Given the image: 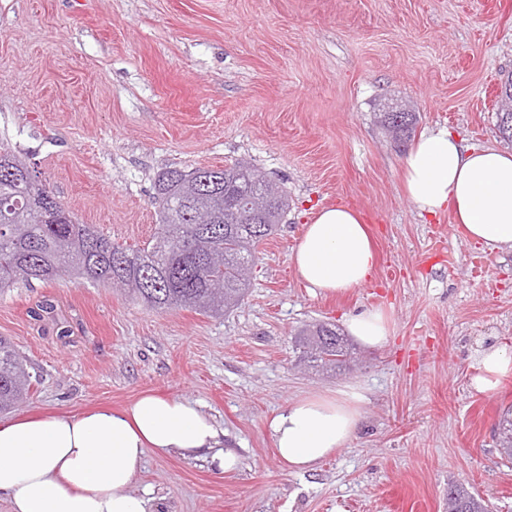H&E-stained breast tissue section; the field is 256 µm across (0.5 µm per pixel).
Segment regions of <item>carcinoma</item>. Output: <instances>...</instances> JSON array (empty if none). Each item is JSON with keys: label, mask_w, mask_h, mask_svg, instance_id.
<instances>
[{"label": "carcinoma", "mask_w": 512, "mask_h": 512, "mask_svg": "<svg viewBox=\"0 0 512 512\" xmlns=\"http://www.w3.org/2000/svg\"><path fill=\"white\" fill-rule=\"evenodd\" d=\"M409 123L380 113V125L394 141L411 139L417 112ZM497 129L512 143V74L502 80ZM0 293L18 283L50 281L61 275L120 287L147 307L164 311L188 308L218 315L243 299L249 279L240 267L253 266L258 247L276 230L288 209V196L248 161L228 168H169L155 180L154 205L159 224L152 240L139 248L112 243L92 224L75 220L52 224L45 214L70 212L33 174L30 166L0 141ZM300 362L339 371L350 347L336 328L310 325L298 333ZM32 375L12 343L0 336V412L30 393ZM500 454L512 462V415L499 423ZM447 512H487L484 500L462 483L448 486Z\"/></svg>", "instance_id": "cac0c4a2"}]
</instances>
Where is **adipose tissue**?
<instances>
[{"label":"adipose tissue","mask_w":512,"mask_h":512,"mask_svg":"<svg viewBox=\"0 0 512 512\" xmlns=\"http://www.w3.org/2000/svg\"><path fill=\"white\" fill-rule=\"evenodd\" d=\"M401 169L406 195L420 213L449 212L461 238L491 252L512 249V151L468 147L439 129L420 134ZM292 260L308 287L328 294L366 284L376 267L365 224L341 206L321 209L305 225ZM344 325L370 349L390 338L377 306L347 314ZM509 378L512 354L490 348L480 354L471 385L493 394ZM366 402L359 384L288 402L270 423L279 457L294 471L312 470L349 445ZM149 451L207 453L227 474L239 462L223 428L196 401L145 394L121 409L0 421V497L9 499L12 512H156L152 499L131 488Z\"/></svg>","instance_id":"ef3b65f1"}]
</instances>
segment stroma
Segmentation results:
<instances>
[{
  "label": "stroma",
  "mask_w": 512,
  "mask_h": 512,
  "mask_svg": "<svg viewBox=\"0 0 512 512\" xmlns=\"http://www.w3.org/2000/svg\"><path fill=\"white\" fill-rule=\"evenodd\" d=\"M511 72L512 0H0V140L80 223L144 246L168 168L244 159L288 195L224 314L157 312L67 275L0 294V336L38 377L19 412L77 415L147 392L199 402L241 463L223 474L206 456L147 454L133 488L161 512H445L452 483L512 512L497 442L512 378L493 395L471 385L481 350L512 353V249L473 255L448 212L419 214L406 150L379 124L412 103L417 132L503 146ZM330 206L359 215L378 256L369 284L335 296L291 258ZM47 300L51 321L36 316ZM368 305L387 313L384 348L355 347L337 373L297 368L299 330ZM351 383L368 401L349 446L290 471L272 417ZM502 86L501 93L499 94V107L497 112V129L499 135L503 140H507L512 143V74H508L505 79L501 81ZM507 90H511V94L507 93ZM504 118H508L505 122ZM502 119V122H500ZM511 124V125H510Z\"/></svg>",
  "instance_id": "obj_1"
}]
</instances>
